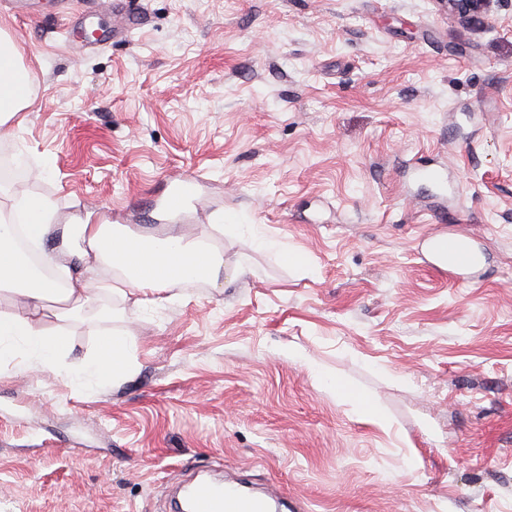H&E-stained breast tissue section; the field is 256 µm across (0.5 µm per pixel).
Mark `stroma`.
Listing matches in <instances>:
<instances>
[{
    "mask_svg": "<svg viewBox=\"0 0 512 512\" xmlns=\"http://www.w3.org/2000/svg\"><path fill=\"white\" fill-rule=\"evenodd\" d=\"M33 9L0 10L32 89L0 205L145 234L185 174L179 228L223 266L113 298L120 381L0 364V512H163L205 462L288 512H512V0H145L82 54L69 14L104 29L112 0ZM442 234L485 258L465 283L425 253ZM124 15V23L122 25H117L115 29H112V32L102 33L99 35V38L95 43L96 47H102L111 42L124 41L127 39L130 31L136 29L140 25V11H137L136 8H132L130 3L128 5V12L124 11Z\"/></svg>",
    "mask_w": 512,
    "mask_h": 512,
    "instance_id": "stroma-1",
    "label": "stroma"
}]
</instances>
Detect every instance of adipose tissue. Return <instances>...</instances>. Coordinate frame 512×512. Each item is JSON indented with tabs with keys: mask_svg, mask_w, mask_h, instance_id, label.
<instances>
[{
	"mask_svg": "<svg viewBox=\"0 0 512 512\" xmlns=\"http://www.w3.org/2000/svg\"><path fill=\"white\" fill-rule=\"evenodd\" d=\"M30 80L15 44L0 37V126L25 109ZM51 203L39 197L16 199L0 211V294L24 299V312L0 310V361L28 360L37 371H58L65 352V321L92 312L111 321L112 310L93 307L94 295L127 296L163 292L185 281L216 279L220 255L209 244L176 230L148 235L132 232L107 219L87 217L74 224H53ZM25 237L55 278L38 276L17 246ZM114 276L99 278L101 268ZM56 326H46V319ZM131 339L104 327L96 352L69 372L73 380L117 381L130 370Z\"/></svg>",
	"mask_w": 512,
	"mask_h": 512,
	"instance_id": "obj_1",
	"label": "adipose tissue"
}]
</instances>
